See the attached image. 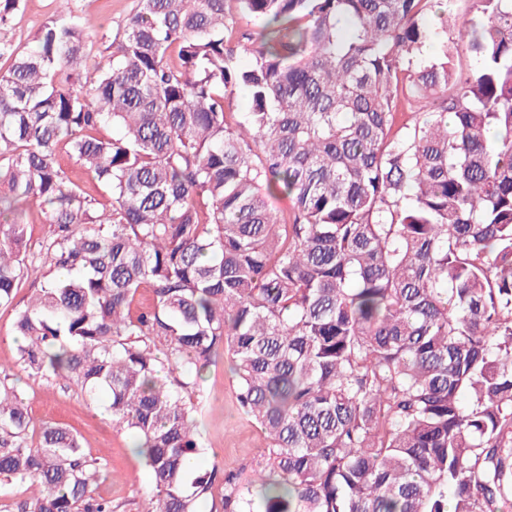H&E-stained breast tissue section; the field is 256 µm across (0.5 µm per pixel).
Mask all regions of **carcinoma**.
Returning <instances> with one entry per match:
<instances>
[{"mask_svg": "<svg viewBox=\"0 0 512 512\" xmlns=\"http://www.w3.org/2000/svg\"><path fill=\"white\" fill-rule=\"evenodd\" d=\"M453 2L435 30L431 0H137L106 58L77 16L27 51L0 39V305L47 269L20 365L107 396L146 449L147 512L217 487L212 512L512 501V0H477L450 39ZM238 88L248 112L227 111ZM22 204L51 227L35 253ZM221 353L269 440L249 476L194 474L193 394ZM101 472L0 377V486H42L21 512H112ZM58 160L60 164L69 172L71 177L80 183L82 187H84L95 199L97 206L102 209L103 207L109 208L111 205V197L109 193H107L101 186L95 185V183L90 179L87 175L84 168L80 165L76 164L74 160L71 159L68 147L62 143L58 148Z\"/></svg>", "mask_w": 512, "mask_h": 512, "instance_id": "1", "label": "carcinoma"}]
</instances>
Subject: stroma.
Wrapping results in <instances>:
<instances>
[{
  "label": "stroma",
  "instance_id": "obj_1",
  "mask_svg": "<svg viewBox=\"0 0 512 512\" xmlns=\"http://www.w3.org/2000/svg\"><path fill=\"white\" fill-rule=\"evenodd\" d=\"M135 6L136 0H70L68 9L71 14L90 19L88 41L95 53L108 55L113 37L123 29ZM55 16L54 0H21L8 25L0 28V36L17 48L26 49L35 44L44 25ZM41 280V273H29L13 306L0 307V370L9 373L23 389L25 404L35 422L66 426L77 433L88 457L101 459L104 468L92 488L93 497L110 501L114 512H144L150 484L143 458L134 453V437L113 421L104 401H90L61 380L47 382L29 377L17 364L16 308L39 287ZM199 410L203 448L200 470L217 463L237 472L266 448L265 435L239 406L227 357L218 356L205 371Z\"/></svg>",
  "mask_w": 512,
  "mask_h": 512
}]
</instances>
